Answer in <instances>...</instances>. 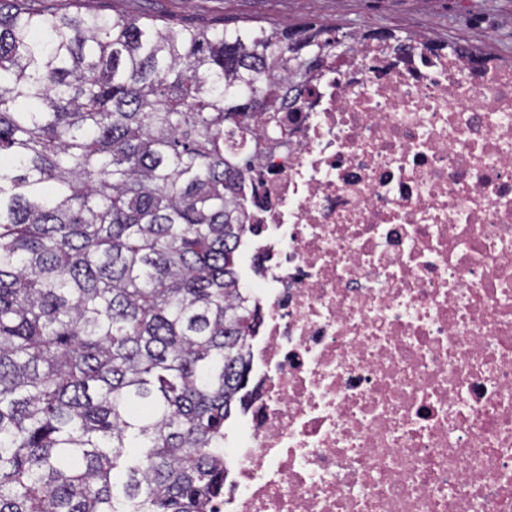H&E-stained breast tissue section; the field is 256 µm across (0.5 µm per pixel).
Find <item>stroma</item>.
I'll list each match as a JSON object with an SVG mask.
<instances>
[{"label":"stroma","instance_id":"1","mask_svg":"<svg viewBox=\"0 0 512 512\" xmlns=\"http://www.w3.org/2000/svg\"><path fill=\"white\" fill-rule=\"evenodd\" d=\"M92 7L105 15L154 14L186 26L261 18L277 29L319 21L343 31L428 28L448 45L512 59V0H94Z\"/></svg>","mask_w":512,"mask_h":512}]
</instances>
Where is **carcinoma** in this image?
<instances>
[{"mask_svg": "<svg viewBox=\"0 0 512 512\" xmlns=\"http://www.w3.org/2000/svg\"><path fill=\"white\" fill-rule=\"evenodd\" d=\"M69 2L0 0V512H207L258 328L252 117L361 33Z\"/></svg>", "mask_w": 512, "mask_h": 512, "instance_id": "obj_1", "label": "carcinoma"}]
</instances>
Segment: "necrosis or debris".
Listing matches in <instances>:
<instances>
[{
  "mask_svg": "<svg viewBox=\"0 0 512 512\" xmlns=\"http://www.w3.org/2000/svg\"><path fill=\"white\" fill-rule=\"evenodd\" d=\"M253 125L213 512H512V63L370 37Z\"/></svg>",
  "mask_w": 512,
  "mask_h": 512,
  "instance_id": "4bbe7bcc",
  "label": "necrosis or debris"
}]
</instances>
